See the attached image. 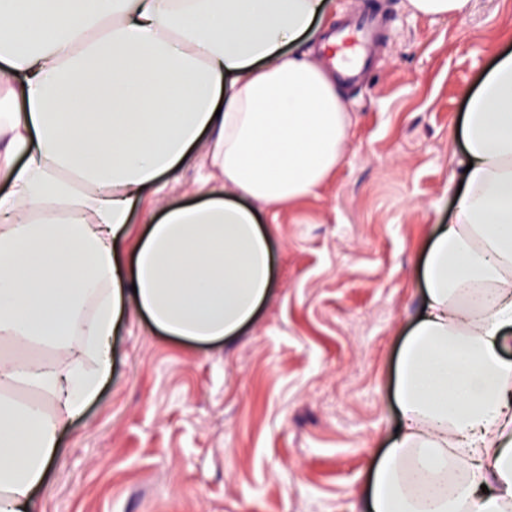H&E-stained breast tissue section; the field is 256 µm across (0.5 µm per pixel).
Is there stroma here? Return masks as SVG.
I'll return each instance as SVG.
<instances>
[{"label": "stroma", "mask_w": 512, "mask_h": 512, "mask_svg": "<svg viewBox=\"0 0 512 512\" xmlns=\"http://www.w3.org/2000/svg\"><path fill=\"white\" fill-rule=\"evenodd\" d=\"M383 20L365 80L343 86L336 172L289 207L257 204L275 281L257 319L212 344L171 339L128 313L112 378L60 439L37 512H362L397 427V360L421 305L418 271L461 182L470 95L512 50V0L451 17L408 0H336ZM194 153L146 194L200 199Z\"/></svg>", "instance_id": "stroma-1"}]
</instances>
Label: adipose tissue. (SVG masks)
<instances>
[{
    "instance_id": "ef3b65f1",
    "label": "adipose tissue",
    "mask_w": 512,
    "mask_h": 512,
    "mask_svg": "<svg viewBox=\"0 0 512 512\" xmlns=\"http://www.w3.org/2000/svg\"><path fill=\"white\" fill-rule=\"evenodd\" d=\"M335 0H0V512H35L128 311L208 343L250 323L288 205L337 167L348 105L299 41ZM454 215L396 368L367 512H512V52L469 98ZM209 141L204 199L137 208ZM33 392L14 398L16 388ZM155 194L148 192L142 204L140 211L136 214L135 223L131 226V234L126 242V253H131L136 237L143 232L144 225L150 223V217L153 211Z\"/></svg>"
}]
</instances>
